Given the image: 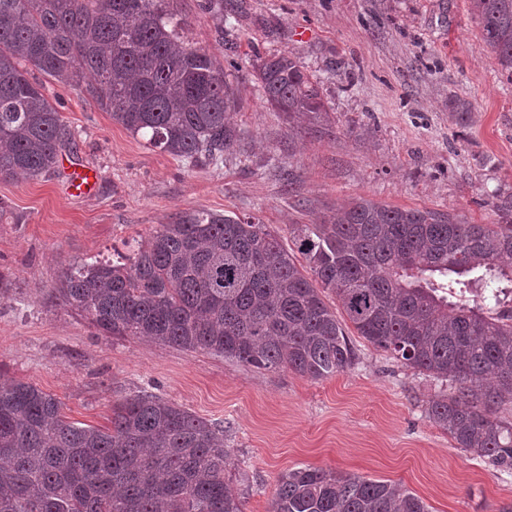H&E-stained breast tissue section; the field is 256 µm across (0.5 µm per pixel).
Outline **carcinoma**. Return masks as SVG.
<instances>
[{"label": "carcinoma", "mask_w": 512, "mask_h": 512, "mask_svg": "<svg viewBox=\"0 0 512 512\" xmlns=\"http://www.w3.org/2000/svg\"><path fill=\"white\" fill-rule=\"evenodd\" d=\"M512 81V0H469ZM171 0H0V178H37L74 137L36 71L88 74L98 106L153 149L219 163L241 141L224 71L185 38ZM288 116L327 111L302 63L252 64ZM495 224L359 198L294 229L306 266L252 217L188 211L116 261L67 269L59 295L100 333L146 337L311 379L351 368L358 336L448 383L427 418L474 458L512 472V201ZM224 428L148 392L111 426L73 422L32 383L0 388V512H243L224 484ZM272 512H430L400 483L310 466L281 473Z\"/></svg>", "instance_id": "carcinoma-1"}]
</instances>
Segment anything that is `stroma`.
Returning a JSON list of instances; mask_svg holds the SVG:
<instances>
[{
	"label": "stroma",
	"mask_w": 512,
	"mask_h": 512,
	"mask_svg": "<svg viewBox=\"0 0 512 512\" xmlns=\"http://www.w3.org/2000/svg\"><path fill=\"white\" fill-rule=\"evenodd\" d=\"M174 0L186 36L223 69L240 100L237 149L218 165L146 147L93 99L90 79L47 83L75 138L37 179L0 178V384L54 395L69 420L108 426L112 406L146 391L224 428V474L243 512H271L279 475L298 465L402 483L431 512H498L512 474L455 448L425 415L440 382L343 328L357 354L313 380L148 339L104 336L65 305V269L126 254L185 211L260 219L284 248L293 227L366 198L401 209L497 217L512 194V82L482 46L467 0ZM309 37H301V30ZM302 61L322 84L320 124L266 103L256 58ZM469 102L458 124L450 98ZM93 169L92 195L66 194L67 167Z\"/></svg>",
	"instance_id": "35a3bbf8"
}]
</instances>
